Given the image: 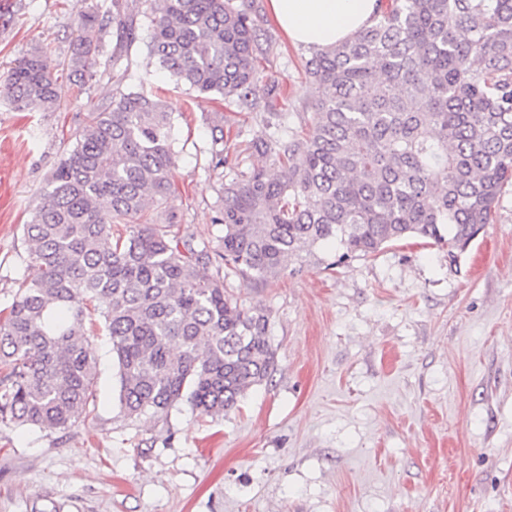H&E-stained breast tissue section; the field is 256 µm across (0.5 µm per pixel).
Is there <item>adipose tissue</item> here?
I'll return each mask as SVG.
<instances>
[{"mask_svg":"<svg viewBox=\"0 0 512 512\" xmlns=\"http://www.w3.org/2000/svg\"><path fill=\"white\" fill-rule=\"evenodd\" d=\"M377 0H268L271 20L297 45L322 50L371 24Z\"/></svg>","mask_w":512,"mask_h":512,"instance_id":"obj_1","label":"adipose tissue"}]
</instances>
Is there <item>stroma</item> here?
<instances>
[{"label": "stroma", "mask_w": 512, "mask_h": 512, "mask_svg": "<svg viewBox=\"0 0 512 512\" xmlns=\"http://www.w3.org/2000/svg\"><path fill=\"white\" fill-rule=\"evenodd\" d=\"M110 4L0 8V81L37 50L57 92L48 112L0 95V310L38 275L24 226L102 102L141 88L172 112L177 191L165 210L183 238L213 247L224 185L271 165L240 156L267 116V86L283 89L290 127L311 123L312 52L284 38L267 0H253L264 53L249 110L196 97L158 68L147 49L155 0L133 2L139 39L127 58L99 55L95 80L82 83L68 66L78 13ZM335 259L327 246L268 283L226 276L240 304L267 310L277 370L218 418L186 401L165 418H127L98 333L87 418L61 432L0 423V512H512V186L457 263L421 238Z\"/></svg>", "instance_id": "stroma-1"}]
</instances>
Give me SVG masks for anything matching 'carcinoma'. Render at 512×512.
Returning a JSON list of instances; mask_svg holds the SVG:
<instances>
[{
  "label": "carcinoma",
  "mask_w": 512,
  "mask_h": 512,
  "mask_svg": "<svg viewBox=\"0 0 512 512\" xmlns=\"http://www.w3.org/2000/svg\"><path fill=\"white\" fill-rule=\"evenodd\" d=\"M371 25L315 52L307 132L265 120L245 143L280 167L224 185L213 248L171 234L150 211L173 192L172 113L147 92L88 114L51 173L25 236L40 276L0 322V421L67 430L89 414L97 358L86 319L104 320L129 417H166L185 399L202 416L235 409L272 377L269 314L224 288L231 271L268 282L285 258L329 243L338 260L424 238L454 263L512 185V0H379ZM137 39L125 0L80 16L70 67L95 79L108 25ZM150 55L179 84L253 105L262 52L251 6L159 0ZM17 107L57 101L42 54L21 58L3 87ZM133 221L129 233L112 225Z\"/></svg>",
  "instance_id": "carcinoma-1"
}]
</instances>
